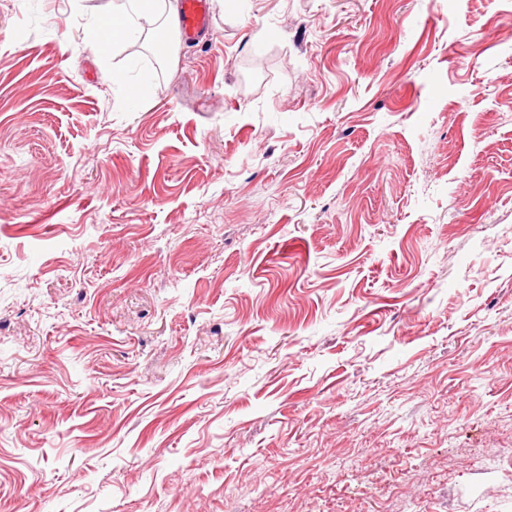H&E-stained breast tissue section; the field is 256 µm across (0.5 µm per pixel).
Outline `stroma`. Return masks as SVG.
I'll return each instance as SVG.
<instances>
[{"instance_id":"35a3bbf8","label":"stroma","mask_w":512,"mask_h":512,"mask_svg":"<svg viewBox=\"0 0 512 512\" xmlns=\"http://www.w3.org/2000/svg\"><path fill=\"white\" fill-rule=\"evenodd\" d=\"M0 0V512H512V0ZM171 1H167L166 11L165 1L124 0L113 13L112 25L98 19L89 29V36L101 45L109 46L112 44L114 47L140 34L138 21L142 16L157 13L164 16L163 23L168 31H173L176 28L177 10ZM158 2H163L162 8H160ZM178 23L183 40L213 34L210 0H181Z\"/></svg>"}]
</instances>
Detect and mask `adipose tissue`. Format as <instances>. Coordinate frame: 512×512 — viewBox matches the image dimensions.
Wrapping results in <instances>:
<instances>
[{
	"label": "adipose tissue",
	"instance_id": "1",
	"mask_svg": "<svg viewBox=\"0 0 512 512\" xmlns=\"http://www.w3.org/2000/svg\"><path fill=\"white\" fill-rule=\"evenodd\" d=\"M163 14L168 30H175L177 10L175 6L161 8L158 0H123L115 10L112 23L96 21L89 30L91 39L103 45H117L134 38L139 33V20L147 14Z\"/></svg>",
	"mask_w": 512,
	"mask_h": 512
}]
</instances>
